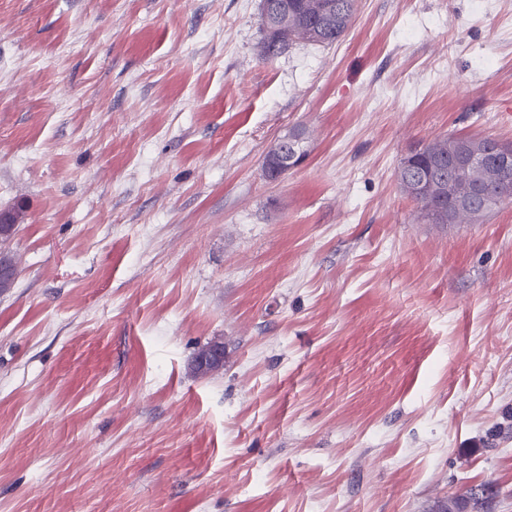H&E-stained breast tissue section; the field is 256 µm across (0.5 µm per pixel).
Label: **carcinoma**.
Returning <instances> with one entry per match:
<instances>
[{
	"mask_svg": "<svg viewBox=\"0 0 512 512\" xmlns=\"http://www.w3.org/2000/svg\"><path fill=\"white\" fill-rule=\"evenodd\" d=\"M269 8L288 9V31L278 29L264 33L262 53L277 56L299 40L313 45L329 46L347 31L355 15L356 0H268ZM495 139L490 137L458 136L437 138L417 144L416 152H409L399 165V180L410 177L412 170H431L444 190L412 196L418 212L430 224H462L481 222L496 206L512 201V160L505 162L493 153ZM484 150L486 157L479 166L466 163L465 155ZM467 200L466 210L448 216V191ZM487 188L497 202L486 205L476 190ZM18 213L0 214V244L13 236ZM224 346L211 343L202 347L195 359V368L210 373L224 366Z\"/></svg>",
	"mask_w": 512,
	"mask_h": 512,
	"instance_id": "1",
	"label": "carcinoma"
}]
</instances>
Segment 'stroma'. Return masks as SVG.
I'll return each instance as SVG.
<instances>
[{
  "label": "stroma",
  "mask_w": 512,
  "mask_h": 512,
  "mask_svg": "<svg viewBox=\"0 0 512 512\" xmlns=\"http://www.w3.org/2000/svg\"><path fill=\"white\" fill-rule=\"evenodd\" d=\"M259 4L0 0V512H512V203L431 224L397 176L512 142V0L271 59ZM306 141L302 135H298L296 130H289L280 136L272 145V154L280 155L282 162L286 165L293 162L298 157L303 160L305 154H308ZM220 351V355H216ZM224 366V346L220 343H211L203 346L195 359V368L202 373H210Z\"/></svg>",
  "instance_id": "35a3bbf8"
}]
</instances>
